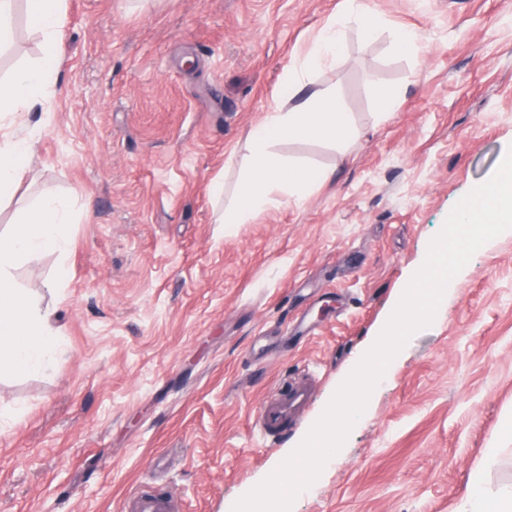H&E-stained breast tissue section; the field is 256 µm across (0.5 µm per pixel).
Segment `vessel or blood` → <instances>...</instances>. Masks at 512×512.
<instances>
[{
	"label": "vessel or blood",
	"mask_w": 512,
	"mask_h": 512,
	"mask_svg": "<svg viewBox=\"0 0 512 512\" xmlns=\"http://www.w3.org/2000/svg\"><path fill=\"white\" fill-rule=\"evenodd\" d=\"M315 385L313 375H290L281 380L272 396L260 403L254 421L267 445H274L307 411ZM122 512H175V502L164 488L140 489L126 496Z\"/></svg>",
	"instance_id": "1"
}]
</instances>
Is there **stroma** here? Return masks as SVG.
I'll list each match as a JSON object with an SVG mask.
<instances>
[{
  "label": "stroma",
  "instance_id": "35a3bbf8",
  "mask_svg": "<svg viewBox=\"0 0 512 512\" xmlns=\"http://www.w3.org/2000/svg\"><path fill=\"white\" fill-rule=\"evenodd\" d=\"M347 0H67L57 81L13 126L32 157L0 230L47 194L70 201L66 256L22 260L17 287L54 309V369L0 373V512H121L170 488L178 512H232L318 419L423 264L456 203L512 148V0H363L332 89L357 136L279 142L335 178L253 223L215 221L295 51ZM419 36L400 52L396 29ZM20 52L42 55L17 10ZM307 320L308 336L281 335ZM311 406L268 448L254 411L290 374ZM512 484V230L479 248L431 326L373 391L344 450L292 512H464L483 449Z\"/></svg>",
  "mask_w": 512,
  "mask_h": 512
}]
</instances>
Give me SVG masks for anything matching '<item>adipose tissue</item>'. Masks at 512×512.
<instances>
[{"mask_svg":"<svg viewBox=\"0 0 512 512\" xmlns=\"http://www.w3.org/2000/svg\"><path fill=\"white\" fill-rule=\"evenodd\" d=\"M24 8L30 25L40 34L44 60L17 71L0 82V195H10L32 153L33 135L6 132L9 117L33 111L43 92L55 83L54 62L61 50L66 0H0V44L14 41L13 20ZM372 33L378 17L356 8L331 17L313 36L310 45L294 55L280 90L263 122L250 135V168L229 209L223 210L226 224L251 223L257 212L269 205L274 191L287 192L295 202L309 198L332 178L329 170L313 169L288 162L275 153L277 142L322 136L336 145L349 142L355 131L347 112L329 89L307 91L312 70L335 65L343 47L347 26ZM71 221L69 204L55 196L42 198L31 208L19 228L0 233V371L16 375L39 374L55 363L58 339L49 313L37 300L15 288L11 270L18 260L43 253L65 254L69 239L62 227ZM498 457L494 448L484 449L468 486L466 512H512V489L488 497L484 488L487 469Z\"/></svg>","mask_w":512,"mask_h":512,"instance_id":"adipose-tissue-1","label":"adipose tissue"}]
</instances>
